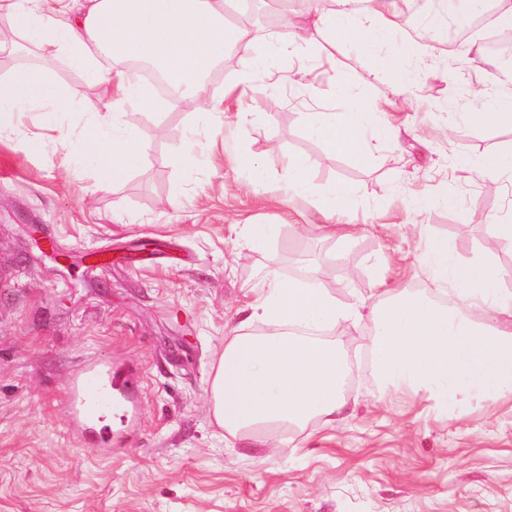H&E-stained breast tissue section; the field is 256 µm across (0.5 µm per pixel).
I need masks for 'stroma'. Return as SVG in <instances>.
I'll return each instance as SVG.
<instances>
[{
	"mask_svg": "<svg viewBox=\"0 0 512 512\" xmlns=\"http://www.w3.org/2000/svg\"><path fill=\"white\" fill-rule=\"evenodd\" d=\"M448 8L455 31L430 30L426 81L408 93L324 36L307 62L313 87L289 83L300 62L284 56L239 99L225 95L236 69H215L211 118L125 106L144 160L117 192L103 174L69 166L59 143L101 108L108 86L77 97L57 127L29 115L0 140V512H512V402L439 416L425 393H383L366 320L320 335L345 352V390L359 400L343 421L292 426L287 439L260 446L249 436L225 441L212 413V366L268 275L298 279L318 261L340 301L380 302L383 278L448 306L452 293L416 261L429 233L460 262L490 256L512 289V247H486L489 221H512V211L456 164L512 148V130L464 119L467 87H487L489 70L512 68V59L473 67L467 6ZM337 72L401 131L399 147L371 166L327 154L305 134L303 113L333 106ZM242 110L252 113L243 130ZM190 146L209 164L180 165ZM244 154L278 185L301 154L319 186H352L360 233L349 248L338 255L332 242L299 234L297 225L316 219L313 205L257 193ZM442 193L460 204L408 212L411 198ZM266 221L280 226L273 268L243 247L244 225ZM46 237L57 253L44 250ZM146 242L160 248L137 262L106 272L85 265L87 253ZM100 357L142 379V422L116 450L80 442L65 412L66 380Z\"/></svg>",
	"mask_w": 512,
	"mask_h": 512,
	"instance_id": "stroma-1",
	"label": "stroma"
}]
</instances>
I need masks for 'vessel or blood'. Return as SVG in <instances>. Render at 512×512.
Here are the masks:
<instances>
[{"instance_id":"vessel-or-blood-1","label":"vessel or blood","mask_w":512,"mask_h":512,"mask_svg":"<svg viewBox=\"0 0 512 512\" xmlns=\"http://www.w3.org/2000/svg\"><path fill=\"white\" fill-rule=\"evenodd\" d=\"M139 377H116L108 362L80 365L65 389V409L83 443L109 448L122 443L140 421Z\"/></svg>"}]
</instances>
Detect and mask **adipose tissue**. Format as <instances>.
<instances>
[{"label":"adipose tissue","instance_id":"adipose-tissue-1","mask_svg":"<svg viewBox=\"0 0 512 512\" xmlns=\"http://www.w3.org/2000/svg\"><path fill=\"white\" fill-rule=\"evenodd\" d=\"M310 0L314 35H327L348 47L377 69L392 72L399 85L421 81L428 46L389 18V0ZM227 0H86L73 11L71 0H0L11 39L0 40V51L18 42L44 50L42 61L0 78V138L17 129L24 113H38L47 125L57 124L68 110L73 93L54 79L52 50L65 52L71 64L84 71L90 85L107 82L110 97L102 115L87 119L63 146L74 163L101 172L120 189L143 162L138 131L122 120L126 104L153 111L192 105L214 112L207 78L235 49L243 63L237 88L251 90L253 81L272 73L280 56H309L311 47L281 35L258 42L245 30L227 26ZM115 62L101 71L99 58ZM129 60H146L173 87V95L158 98L126 68ZM497 90L475 91V105L465 114L475 128L512 129V72L492 77ZM334 96L341 110L305 113L306 134L330 154L369 166L376 155L397 144V131L377 105L363 95L349 76L333 77ZM459 166L498 190L503 178L512 179V150L464 156ZM256 191L280 193L287 200L314 204L318 229L335 244L349 245L358 232L351 215L356 191L347 185L318 186L311 164L302 156L290 158L288 180L274 190L263 164L244 161ZM441 288L455 290L458 301L446 308L421 294L397 290L381 309L359 299L340 302L316 277L283 280L270 276L240 323L239 334L224 345L214 367L211 391L214 417L225 439L265 434L286 425L305 427L311 420L335 422L349 401L343 379L347 366L335 346L303 338L299 328L330 329L341 320L370 314L376 323L371 344L373 366L385 391H424L440 414L459 415L473 404L494 405L512 400V290L493 261L460 262L447 239L429 237L417 258ZM277 327L274 335L252 334L253 324Z\"/></svg>","mask_w":512,"mask_h":512}]
</instances>
